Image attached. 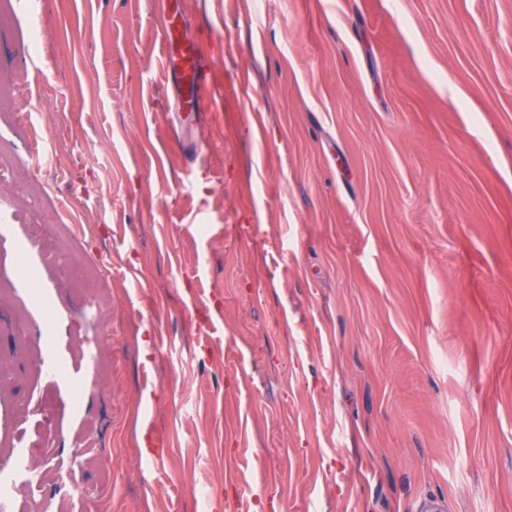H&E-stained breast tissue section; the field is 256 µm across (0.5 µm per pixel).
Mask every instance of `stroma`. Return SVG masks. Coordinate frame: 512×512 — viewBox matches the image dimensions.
Returning a JSON list of instances; mask_svg holds the SVG:
<instances>
[{
  "label": "stroma",
  "mask_w": 512,
  "mask_h": 512,
  "mask_svg": "<svg viewBox=\"0 0 512 512\" xmlns=\"http://www.w3.org/2000/svg\"><path fill=\"white\" fill-rule=\"evenodd\" d=\"M16 2L0 437L49 512H512V0H179L217 112L170 0ZM160 39L161 67L166 73L179 77L184 104L193 107L211 99L218 104L216 75L211 67L202 65V52L187 36L186 21L177 2L162 18ZM41 455L39 445L32 442L25 446L19 444L12 448L11 457L14 458V464L10 473L1 477L0 474V510L10 512L12 506V497L9 492L11 486H27L31 484L32 497L40 496L42 490L38 485V476L44 472V469L38 470L31 466V461Z\"/></svg>",
  "instance_id": "35a3bbf8"
}]
</instances>
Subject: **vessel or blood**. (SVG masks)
<instances>
[{
  "mask_svg": "<svg viewBox=\"0 0 512 512\" xmlns=\"http://www.w3.org/2000/svg\"><path fill=\"white\" fill-rule=\"evenodd\" d=\"M161 67L180 79L184 104L199 105L216 99L219 90L212 68L201 63L202 52L186 33V21L180 8L169 10L160 25Z\"/></svg>",
  "mask_w": 512,
  "mask_h": 512,
  "instance_id": "vessel-or-blood-1",
  "label": "vessel or blood"
}]
</instances>
